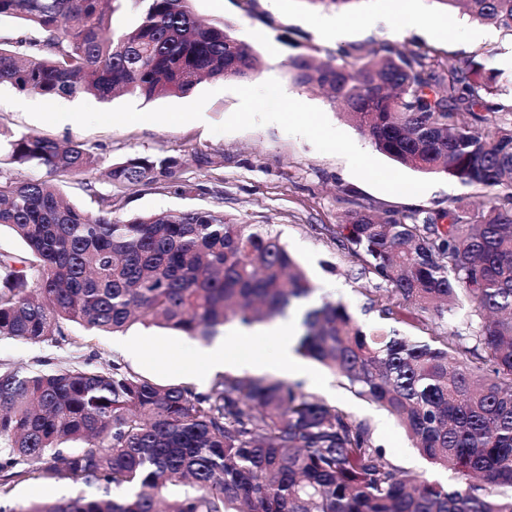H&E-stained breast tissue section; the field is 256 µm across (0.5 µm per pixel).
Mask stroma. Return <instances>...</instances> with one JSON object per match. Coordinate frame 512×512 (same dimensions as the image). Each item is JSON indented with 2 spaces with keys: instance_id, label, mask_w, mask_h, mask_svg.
I'll use <instances>...</instances> for the list:
<instances>
[{
  "instance_id": "1",
  "label": "stroma",
  "mask_w": 512,
  "mask_h": 512,
  "mask_svg": "<svg viewBox=\"0 0 512 512\" xmlns=\"http://www.w3.org/2000/svg\"><path fill=\"white\" fill-rule=\"evenodd\" d=\"M422 16L435 31L424 35L398 21L373 30L366 29L368 15L383 9L382 0H358L348 14L337 13L309 4L308 0H193L195 13L211 23H229L236 37L250 45L259 58L251 84L277 79L290 97L324 111L331 124L348 134L367 153H374L372 143L342 117L320 92L296 86L290 79L286 63L289 57L314 46L321 57L333 56L355 47L372 48L386 42L402 49L419 51L428 47L440 55L465 57L480 48L493 49L487 65L499 73L502 84L512 88V36L492 28L490 37L471 34L476 24L459 12L441 10L434 0H415ZM339 18L348 28L347 38L327 41L318 30L324 18ZM234 80L219 83L205 80L194 93L184 97L169 96L145 100L117 95L107 102L95 101V108H115L133 104L142 111L167 105L188 104L197 94L211 92L203 108V118L181 125L139 122L124 126L84 128L75 123L51 125L30 117L23 104L38 103L35 94H19L18 105L0 102V126L18 133H30L57 141L83 144L99 158L101 167L85 175L59 178L46 169L7 165L6 170L21 179H39L57 183L64 196L89 211L96 204L85 191L93 185L98 192L113 195V218L158 211H184L218 206L226 215L244 224H263L279 234L293 256L307 269L314 291L309 304L322 299L342 302L353 319L368 328L397 327L401 333L423 341L444 332L467 333L468 307L455 309L441 321L425 326L394 323L384 318V307H398L400 300L364 270L351 253L340 246L336 230L351 209H403L404 196L382 192L355 177L345 158L318 152L305 138L287 134L280 126L267 124L247 130L214 133L212 125L224 122L237 108L239 99L233 92ZM208 155L209 167H199L197 155ZM134 156L174 157L180 163V181L190 184L192 192L181 194L170 188L110 187L102 169L110 163ZM437 184L421 196L418 205L427 210L447 209L451 201L463 198L483 200L480 187L461 183L444 173H436ZM69 345L29 344L14 340L0 341V363L31 364L43 357L59 361L94 357L96 363L118 362L132 372L156 382L179 383L189 379L182 364L198 338L155 325L133 324L125 334H103L78 324H66ZM142 344L138 355L127 354L124 340ZM244 348L259 347L263 364H230L225 374L232 376L284 379L282 371L273 369L276 341L259 333L241 337ZM307 375L300 381L304 392L339 406L351 421L368 424L374 443L384 448L388 458L403 470L423 475L445 486L455 485L454 476L437 469L414 451L404 430L395 419L376 404L353 395L341 379L318 363L302 359Z\"/></svg>"
}]
</instances>
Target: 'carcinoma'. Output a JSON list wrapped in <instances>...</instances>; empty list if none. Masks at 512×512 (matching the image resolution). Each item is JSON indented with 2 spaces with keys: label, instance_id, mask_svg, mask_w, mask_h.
I'll return each instance as SVG.
<instances>
[{
  "label": "carcinoma",
  "instance_id": "carcinoma-1",
  "mask_svg": "<svg viewBox=\"0 0 512 512\" xmlns=\"http://www.w3.org/2000/svg\"><path fill=\"white\" fill-rule=\"evenodd\" d=\"M137 21L118 26L125 3ZM512 32V0H437ZM0 85L44 97L186 96L204 79H246L256 58L191 0H0ZM356 62L288 59L296 85L330 91L376 150L400 165L488 190L436 212L349 210L342 246L421 325L465 303L468 335L421 342L358 324L341 302L307 309L297 352L343 377L403 426L449 489L413 476L343 410L280 380L216 375L203 391L114 362L0 365V512H512V91L479 49L462 60L386 43ZM0 154L59 177L95 169L79 143L0 127ZM174 158L111 164L114 187L166 185ZM60 189L0 172V340L70 343L64 324L122 332L138 315L207 340L230 319L283 315L313 289L279 235L219 207L112 218ZM28 479L95 489L16 510Z\"/></svg>",
  "mask_w": 512,
  "mask_h": 512
}]
</instances>
